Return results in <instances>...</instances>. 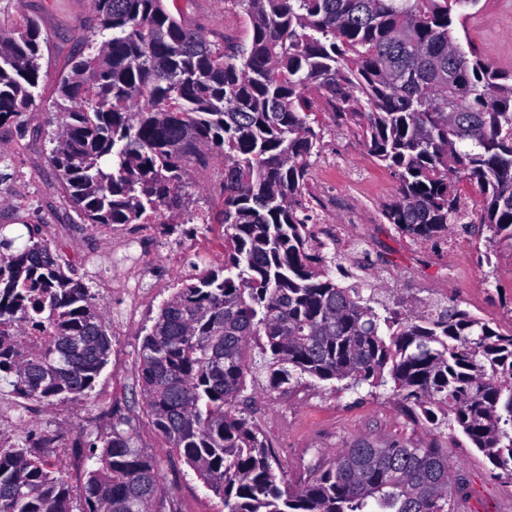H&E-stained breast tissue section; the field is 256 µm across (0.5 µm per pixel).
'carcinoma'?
<instances>
[{"label":"carcinoma","instance_id":"carcinoma-1","mask_svg":"<svg viewBox=\"0 0 512 512\" xmlns=\"http://www.w3.org/2000/svg\"><path fill=\"white\" fill-rule=\"evenodd\" d=\"M166 0H93L98 51L59 82L65 116L50 161L83 224H138L150 210L191 211L187 159H224V267L183 280L137 352L146 416L224 512H455L448 452L342 448L292 491L266 436L239 408L247 377L270 390L309 377L393 391L438 430L467 439L512 476V330L456 305L425 314L376 307L364 276L312 243L305 198L323 138L320 90L397 179L384 223L412 241L457 223L454 176L483 195L479 223L512 247V73L455 25L479 0H231L250 45L222 47ZM40 27L0 36V124L32 105ZM0 225V322L55 336L23 357L0 346V395L80 401L112 351L95 295L33 231L23 247ZM201 227L162 224L164 237ZM369 295H363L364 291ZM112 410L106 436L75 439L99 467L79 512H178L160 463ZM101 452H96V448ZM28 431L0 450V512H73L69 486Z\"/></svg>","mask_w":512,"mask_h":512}]
</instances>
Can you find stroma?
Masks as SVG:
<instances>
[{
  "instance_id": "35a3bbf8",
  "label": "stroma",
  "mask_w": 512,
  "mask_h": 512,
  "mask_svg": "<svg viewBox=\"0 0 512 512\" xmlns=\"http://www.w3.org/2000/svg\"><path fill=\"white\" fill-rule=\"evenodd\" d=\"M24 14L39 22L42 58L34 106L16 122L0 125V159L8 166L6 179L0 180V224L15 236L27 235L32 224L79 221L49 161L52 139L64 119L55 104L59 80L69 73L73 58L96 52L102 41L95 33L92 0H0V33L9 34ZM184 21L214 44H244L251 39L247 18L230 0H192ZM466 35L485 60L512 72V0H479L467 11ZM323 126L320 151L308 172L306 197L339 219L368 225L369 236L362 246L370 255L372 280L384 302L407 308L431 299L457 305L502 328L512 327V249L499 246L492 251L491 262L482 263L481 254L490 251L486 234L469 223L453 228L465 242L462 251L449 253L447 238L440 237L426 240L423 252H414L412 244L384 224L381 216L383 204L396 191L394 175L375 161L353 125L328 112ZM448 264L459 274L454 285L443 289L440 272ZM162 303L158 297L148 304L141 331L122 336L110 329L112 351L94 393L106 390L124 365H136L142 330L151 326ZM248 392L251 399L244 410L273 443L289 486L307 480L314 467L331 463L342 448L437 442L448 450L453 482L464 487L460 512H512V482L490 474L481 456L441 437L431 424L410 419L404 401L391 388L365 385L351 391L334 380H312L273 391L258 384ZM93 410L89 398L59 404L45 411L37 429L68 439L81 432L95 434ZM137 437L146 453L160 459L165 484L180 512H220L219 498L184 462L172 459L147 418H140Z\"/></svg>"
}]
</instances>
